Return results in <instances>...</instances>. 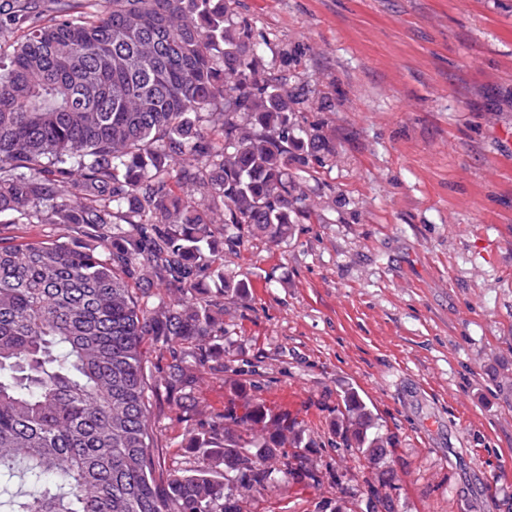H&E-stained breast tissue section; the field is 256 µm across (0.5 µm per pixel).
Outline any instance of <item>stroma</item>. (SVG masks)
Here are the masks:
<instances>
[{
    "mask_svg": "<svg viewBox=\"0 0 512 512\" xmlns=\"http://www.w3.org/2000/svg\"><path fill=\"white\" fill-rule=\"evenodd\" d=\"M229 17L334 148L302 176L309 221L225 253L252 298L225 299L224 368L190 407L148 352L156 456L192 466L188 432L254 379L304 421L316 481L242 490L244 512L347 510L385 469L395 512H512V0H233ZM83 234L0 216L1 238ZM348 387L392 440L379 468L330 445Z\"/></svg>",
    "mask_w": 512,
    "mask_h": 512,
    "instance_id": "obj_1",
    "label": "stroma"
}]
</instances>
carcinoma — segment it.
<instances>
[{
	"instance_id": "1",
	"label": "carcinoma",
	"mask_w": 512,
	"mask_h": 512,
	"mask_svg": "<svg viewBox=\"0 0 512 512\" xmlns=\"http://www.w3.org/2000/svg\"><path fill=\"white\" fill-rule=\"evenodd\" d=\"M229 10L0 0V213L89 237L0 238V482L29 486L4 512H242L240 485L304 476L311 440L245 386L188 433L193 467L164 470L151 447L145 346L169 393L194 388L224 298L250 300L221 246L277 243L309 219L300 173L333 149L297 123L300 99ZM156 280L169 300H153ZM334 435L370 465L391 445L351 387ZM357 507L394 512L372 486Z\"/></svg>"
}]
</instances>
